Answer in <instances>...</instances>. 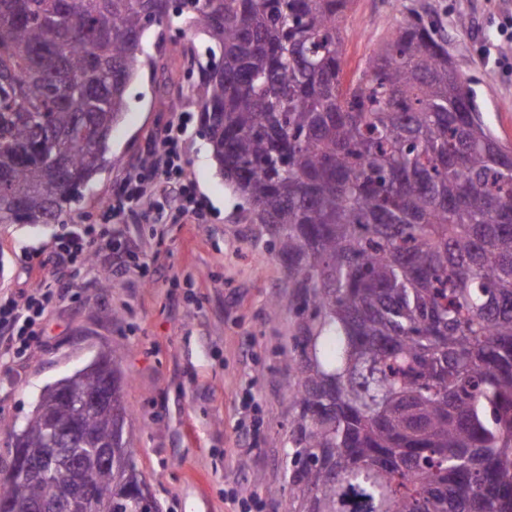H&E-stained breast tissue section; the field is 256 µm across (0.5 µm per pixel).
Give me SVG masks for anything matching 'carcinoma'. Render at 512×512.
<instances>
[{
	"mask_svg": "<svg viewBox=\"0 0 512 512\" xmlns=\"http://www.w3.org/2000/svg\"><path fill=\"white\" fill-rule=\"evenodd\" d=\"M350 0H0V224H66L112 163V130L172 16L208 38L196 86L225 183L288 260L302 316L289 396L299 414L291 512H512V146L448 69V43L415 13L352 80ZM112 410L88 437L112 466L66 449L112 512H160ZM20 455L49 448L68 407L44 388ZM62 477L0 483L17 512L65 497Z\"/></svg>",
	"mask_w": 512,
	"mask_h": 512,
	"instance_id": "cac0c4a2",
	"label": "carcinoma"
}]
</instances>
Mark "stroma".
Segmentation results:
<instances>
[{
	"instance_id": "obj_1",
	"label": "stroma",
	"mask_w": 512,
	"mask_h": 512,
	"mask_svg": "<svg viewBox=\"0 0 512 512\" xmlns=\"http://www.w3.org/2000/svg\"><path fill=\"white\" fill-rule=\"evenodd\" d=\"M414 12L436 21L485 121L512 144V40L501 31L512 0H352L342 23L346 74L363 68ZM147 40L158 45L155 64L127 89L110 142L114 162L96 175L73 215L101 223L113 187L140 169L177 117L187 127L185 170L206 200L205 218L156 224L135 208L118 226L120 243L147 258L148 267L118 277L111 251H98L90 273L65 289L39 342L10 368L0 367V469L9 465L13 433L41 390L115 350L136 460L161 512H242L230 500L239 488L260 512H288L298 414L288 397V362L297 356L301 325L291 304L296 290L265 225L251 222L201 134L195 85L205 36L176 18ZM163 97L179 99V109H161ZM68 231L65 224H0V289H27L49 275L45 247ZM275 297L285 309L272 320ZM248 392L255 399L247 408Z\"/></svg>"
}]
</instances>
